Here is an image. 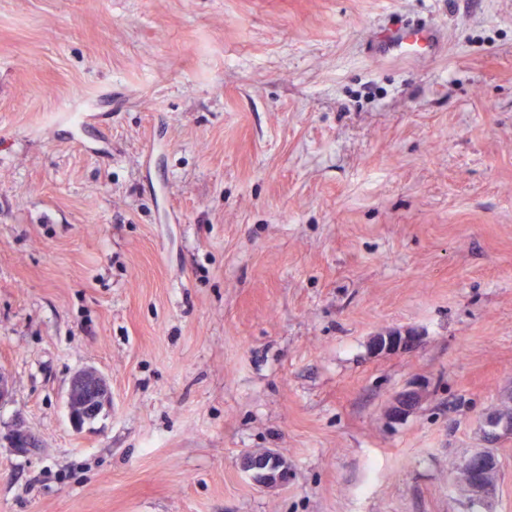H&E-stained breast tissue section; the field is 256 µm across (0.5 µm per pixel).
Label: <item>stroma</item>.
<instances>
[{
    "label": "stroma",
    "instance_id": "35a3bbf8",
    "mask_svg": "<svg viewBox=\"0 0 512 512\" xmlns=\"http://www.w3.org/2000/svg\"><path fill=\"white\" fill-rule=\"evenodd\" d=\"M0 366V512H512V0H0ZM416 347L417 340L414 336H402L398 333L378 336L373 342V348L378 352H391L396 350L410 352ZM112 405L111 390L106 378L95 368L76 371L69 379L66 406L71 426L81 431ZM422 398V391L418 387H411L398 393L389 408V417L400 420L409 416L421 403ZM462 470L468 478L471 497L486 496L495 485L494 476L498 471L497 459L490 448L472 451L462 460ZM240 467L256 484L268 490L288 480V462L278 452L246 454L240 459Z\"/></svg>",
    "mask_w": 512,
    "mask_h": 512
}]
</instances>
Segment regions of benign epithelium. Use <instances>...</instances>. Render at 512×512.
Returning <instances> with one entry per match:
<instances>
[{
  "label": "benign epithelium",
  "instance_id": "1",
  "mask_svg": "<svg viewBox=\"0 0 512 512\" xmlns=\"http://www.w3.org/2000/svg\"><path fill=\"white\" fill-rule=\"evenodd\" d=\"M417 347L415 337L398 333L377 337L373 348L378 352L403 350L410 352ZM423 398L418 387L398 393L389 408V417L403 419L414 412ZM112 395L106 378L95 368L87 367L75 372L69 379L66 391V406L71 426L80 431L85 424L95 420L111 408ZM13 447L30 451L40 447L38 438L29 431L16 429ZM241 469L259 486L268 490L283 485L288 480V462L277 452L249 453L240 459ZM462 470L468 478L469 495L483 497L495 485L494 476L498 471L497 459L489 448L472 451L462 460Z\"/></svg>",
  "mask_w": 512,
  "mask_h": 512
}]
</instances>
